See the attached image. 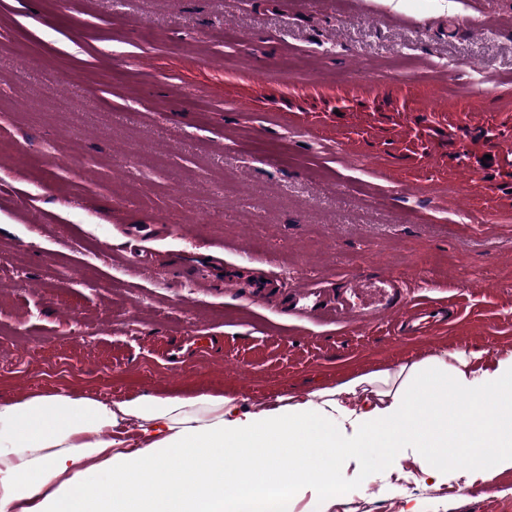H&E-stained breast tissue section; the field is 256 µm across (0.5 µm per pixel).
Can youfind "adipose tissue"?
<instances>
[{
    "label": "adipose tissue",
    "instance_id": "ef3b65f1",
    "mask_svg": "<svg viewBox=\"0 0 512 512\" xmlns=\"http://www.w3.org/2000/svg\"><path fill=\"white\" fill-rule=\"evenodd\" d=\"M406 448L438 485L458 455L476 477L512 471V351L441 350L257 411L228 394L0 398V512H245L305 490L329 512L345 464Z\"/></svg>",
    "mask_w": 512,
    "mask_h": 512
}]
</instances>
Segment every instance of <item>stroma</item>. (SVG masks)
<instances>
[{
    "label": "stroma",
    "instance_id": "1",
    "mask_svg": "<svg viewBox=\"0 0 512 512\" xmlns=\"http://www.w3.org/2000/svg\"><path fill=\"white\" fill-rule=\"evenodd\" d=\"M55 94L78 122L33 111ZM413 112L512 117V0H0V396L208 390L255 410L439 348L495 361L512 177L412 153ZM370 271L458 318L404 336L282 311ZM450 470L436 488L409 459L349 466L330 512H512L511 472Z\"/></svg>",
    "mask_w": 512,
    "mask_h": 512
}]
</instances>
